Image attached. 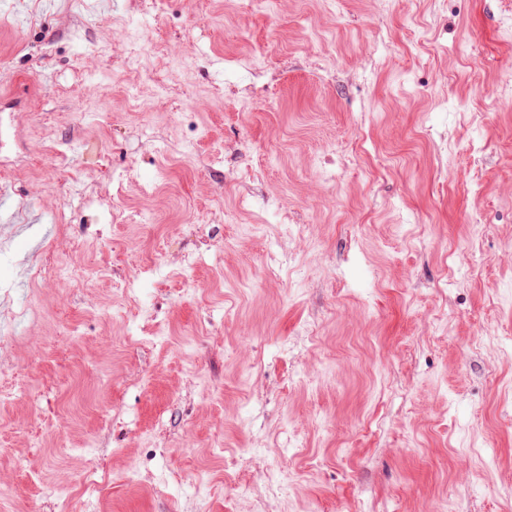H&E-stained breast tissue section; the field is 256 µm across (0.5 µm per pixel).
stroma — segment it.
<instances>
[{
    "label": "stroma",
    "mask_w": 512,
    "mask_h": 512,
    "mask_svg": "<svg viewBox=\"0 0 512 512\" xmlns=\"http://www.w3.org/2000/svg\"><path fill=\"white\" fill-rule=\"evenodd\" d=\"M510 15L0 0V512H512Z\"/></svg>",
    "instance_id": "obj_1"
}]
</instances>
